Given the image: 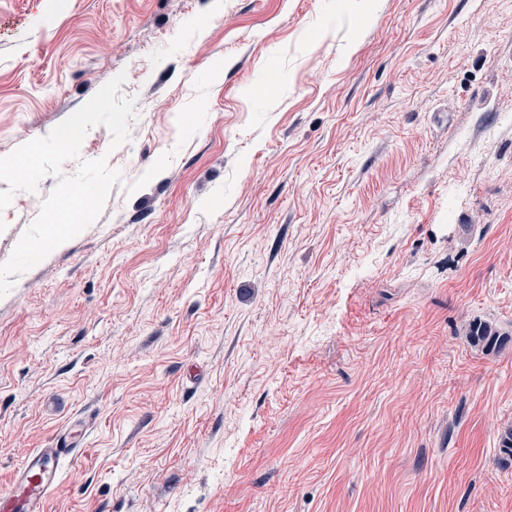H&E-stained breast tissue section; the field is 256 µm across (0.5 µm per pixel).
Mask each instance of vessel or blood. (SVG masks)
<instances>
[{
    "instance_id": "vessel-or-blood-1",
    "label": "vessel or blood",
    "mask_w": 512,
    "mask_h": 512,
    "mask_svg": "<svg viewBox=\"0 0 512 512\" xmlns=\"http://www.w3.org/2000/svg\"><path fill=\"white\" fill-rule=\"evenodd\" d=\"M82 454L78 430L68 425L47 448L27 449L0 489V512H46L47 503L60 483V464Z\"/></svg>"
}]
</instances>
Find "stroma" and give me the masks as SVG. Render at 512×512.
<instances>
[{
	"instance_id": "35a3bbf8",
	"label": "stroma",
	"mask_w": 512,
	"mask_h": 512,
	"mask_svg": "<svg viewBox=\"0 0 512 512\" xmlns=\"http://www.w3.org/2000/svg\"><path fill=\"white\" fill-rule=\"evenodd\" d=\"M120 74L0 297V486L81 415L47 512H512V0H0V157Z\"/></svg>"
}]
</instances>
